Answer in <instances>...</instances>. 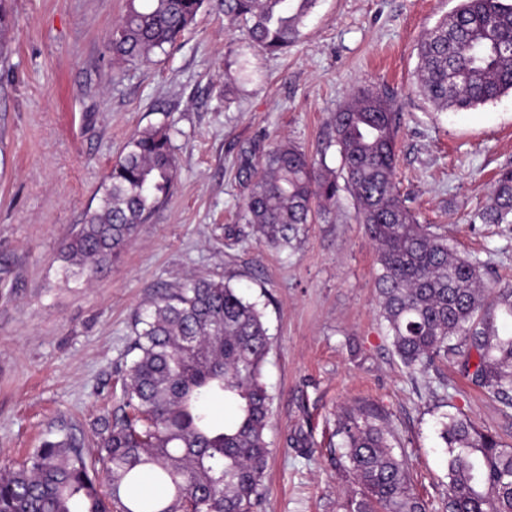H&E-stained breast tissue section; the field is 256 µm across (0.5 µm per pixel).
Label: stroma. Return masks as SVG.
<instances>
[{"mask_svg": "<svg viewBox=\"0 0 512 512\" xmlns=\"http://www.w3.org/2000/svg\"><path fill=\"white\" fill-rule=\"evenodd\" d=\"M455 0H318L299 41L270 53L229 26L218 0L151 62L117 64L109 43L126 0H5L0 29V460L20 465L47 436L89 432L117 408L135 311L197 275L256 302L274 336L263 367L273 397L259 512H343L358 490L338 470L336 417L375 407L407 455L417 492L439 512L448 489L441 421L458 413L512 445V412L474 388L460 363L410 372L375 292L377 248L350 199L302 227L288 249L238 216L246 151L290 141L325 153L331 117L355 88L396 102V180L419 223L512 284V227L473 224L512 167V95L438 112L416 86L417 44ZM165 124L179 179L112 268L65 279L58 258L99 204L137 130ZM305 439L311 455L287 447ZM306 447V448H307Z\"/></svg>", "mask_w": 512, "mask_h": 512, "instance_id": "stroma-1", "label": "stroma"}]
</instances>
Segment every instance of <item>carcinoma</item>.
<instances>
[{"label": "carcinoma", "instance_id": "carcinoma-1", "mask_svg": "<svg viewBox=\"0 0 512 512\" xmlns=\"http://www.w3.org/2000/svg\"><path fill=\"white\" fill-rule=\"evenodd\" d=\"M206 0H127L112 32L122 63L151 60L188 30ZM317 0H219L224 18L248 39L280 52L301 36ZM512 0H457L417 48V88L438 111L475 109L512 92ZM341 177L299 146L280 141L249 153L241 217L274 248L293 246L301 226L341 203L377 245L376 291L394 353L424 372L435 360H462L471 384L512 409V287L488 282L485 263L460 254L448 237L421 224L397 189L393 98L353 92L332 121ZM178 178L171 127L137 130L112 165L98 207L62 246L66 278L106 272L140 225L171 196ZM343 182H338V179ZM472 222L512 224V169L491 188ZM272 337L257 304L229 283L191 277L153 297L136 314L122 400L85 440L62 431L21 466L0 470V512H255L269 455L271 395L262 381ZM236 407L223 423L203 409ZM340 465L360 493L346 512H427L408 459L371 406L339 415ZM445 512H512V446L464 415L448 417Z\"/></svg>", "mask_w": 512, "mask_h": 512}]
</instances>
